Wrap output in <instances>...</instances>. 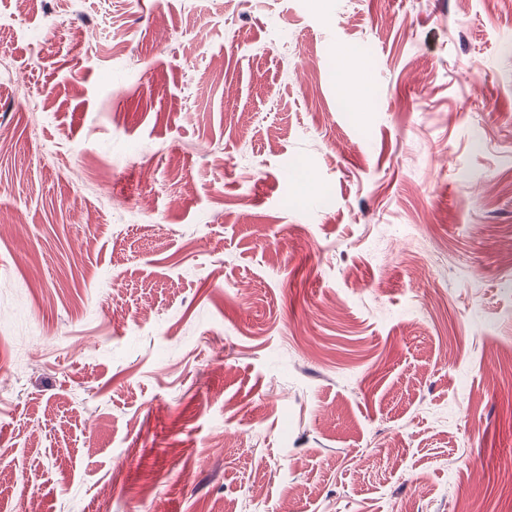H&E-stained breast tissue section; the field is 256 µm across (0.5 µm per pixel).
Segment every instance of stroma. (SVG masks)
Returning a JSON list of instances; mask_svg holds the SVG:
<instances>
[{
  "mask_svg": "<svg viewBox=\"0 0 512 512\" xmlns=\"http://www.w3.org/2000/svg\"><path fill=\"white\" fill-rule=\"evenodd\" d=\"M0 55V512H512V0H0Z\"/></svg>",
  "mask_w": 512,
  "mask_h": 512,
  "instance_id": "35a3bbf8",
  "label": "stroma"
}]
</instances>
